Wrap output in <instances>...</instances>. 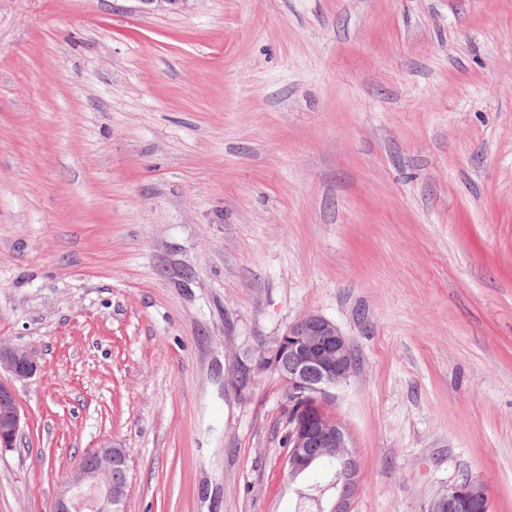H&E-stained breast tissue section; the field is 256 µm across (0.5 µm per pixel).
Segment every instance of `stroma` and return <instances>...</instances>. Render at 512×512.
I'll list each match as a JSON object with an SVG mask.
<instances>
[{
	"label": "stroma",
	"instance_id": "stroma-1",
	"mask_svg": "<svg viewBox=\"0 0 512 512\" xmlns=\"http://www.w3.org/2000/svg\"><path fill=\"white\" fill-rule=\"evenodd\" d=\"M319 314L352 512H512V0H0V512H294L264 363ZM6 371L13 381H27L37 372V364L26 349L0 345V372ZM25 417L12 381L0 379V447L13 448L21 436ZM120 449L121 456L116 460L109 444L96 448L89 459L84 456L79 464L85 463L65 479L54 512H78L84 508L92 512H120L125 490L119 494L113 480L125 481L128 470L126 452ZM490 499L485 485L472 473L462 472L431 503L430 512H489Z\"/></svg>",
	"mask_w": 512,
	"mask_h": 512
}]
</instances>
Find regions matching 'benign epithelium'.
<instances>
[{
	"label": "benign epithelium",
	"mask_w": 512,
	"mask_h": 512,
	"mask_svg": "<svg viewBox=\"0 0 512 512\" xmlns=\"http://www.w3.org/2000/svg\"><path fill=\"white\" fill-rule=\"evenodd\" d=\"M290 365L279 367L282 356ZM355 365L352 348L333 321L308 314L293 323L280 338L272 354L271 369L277 373L288 395L300 400L288 413V479L297 477L326 451L336 459V483L328 496L326 512H351L359 480L356 452L349 431L319 410V402L334 397L333 390L350 377ZM11 381L0 379V447L13 448L21 436L25 417L21 411L16 381H27L37 364L26 349L0 345V371ZM114 448L104 444L87 462L65 479L54 512H121L124 495L112 480ZM430 512H491L485 485L469 472L460 473L431 503Z\"/></svg>",
	"instance_id": "7a95c632"
}]
</instances>
